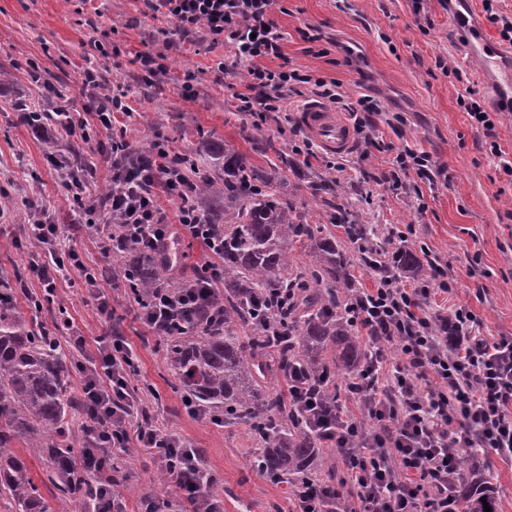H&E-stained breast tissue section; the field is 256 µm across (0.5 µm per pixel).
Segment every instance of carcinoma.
Masks as SVG:
<instances>
[{"label":"carcinoma","instance_id":"1","mask_svg":"<svg viewBox=\"0 0 512 512\" xmlns=\"http://www.w3.org/2000/svg\"><path fill=\"white\" fill-rule=\"evenodd\" d=\"M224 169V211L207 217L212 252L223 262L224 289L213 302L224 306V324L206 323L202 310L180 312L183 327L163 328L157 336L173 389L214 422L248 427L254 467L291 496L310 483L329 484L321 441L305 419L288 408L278 382L288 386L294 372L311 381H347L364 364L367 348L349 319L354 281L350 248L375 235L351 206L326 213L330 224L345 225L347 241L323 234L272 189L259 171L233 147L210 152ZM129 294L149 306L157 288L177 293L194 286L196 276L180 277L132 241L115 252ZM422 246L399 245L391 263L401 274L424 275ZM22 278L0 275V506L5 512H50L40 484L86 510L100 506L101 483L88 464L94 431L100 424L83 418L81 396L70 388L72 361L59 352L45 329L35 330L17 304ZM293 289L290 305L255 318L257 297ZM45 462L36 483L28 459ZM461 512H497L489 479L469 469L452 486Z\"/></svg>","mask_w":512,"mask_h":512}]
</instances>
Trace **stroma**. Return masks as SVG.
I'll list each match as a JSON object with an SVG mask.
<instances>
[{
    "label": "stroma",
    "instance_id": "35a3bbf8",
    "mask_svg": "<svg viewBox=\"0 0 512 512\" xmlns=\"http://www.w3.org/2000/svg\"><path fill=\"white\" fill-rule=\"evenodd\" d=\"M424 13L433 26L422 29L414 0H276L272 14L284 35L283 49L292 66L340 83L350 100L372 96L381 111L402 113L404 124L392 128L378 122L376 134L396 147L431 154L447 168V180L420 183L418 192L398 194L377 182L387 168V153L346 155V168L336 179L357 197L361 220L383 228L413 227V239L427 242L448 277L453 293L437 295V309L465 307L473 311L481 335L512 336V181L501 173L498 158L481 145L457 97L473 88L479 99L500 86L498 71L483 70L480 55L450 20L441 0H426ZM423 13V14H424ZM315 27L331 39L326 55L311 51L302 29ZM178 27L174 19L144 15L142 0H0V271H19L30 289L38 281L28 266L31 244L22 240L31 211H41L59 224H81L86 217L64 189L52 159L91 168L96 176L87 195L94 198L110 184V139L97 135L85 141L47 127L32 128L24 115L34 107L85 117L96 95L123 86L132 117L120 118L116 133L132 145L162 135L170 148L199 163L211 180L204 205L224 202V179L213 175L202 149L204 141L229 144L248 164L281 190L309 223L325 234L342 236V227L324 222L311 196L314 173L328 172L325 152L305 157L292 152L288 130L277 123L262 132L275 151L266 155L246 140L243 131L253 119L236 108V95L248 81L246 67L223 47H211L197 36L168 44ZM109 30L119 54L104 55L92 41ZM163 54L167 72L146 85L138 55ZM444 58L446 69L435 66ZM37 70H30L27 59ZM225 71H218L217 61ZM106 77L99 88L83 83L87 67ZM194 73L192 97L182 95L185 73ZM285 160H278V152ZM101 289L114 308L113 322L100 321L93 298L78 277L57 283L54 303L63 305L72 323L59 331L61 349L86 360L97 337L118 333L137 355L130 378L135 408L127 424L128 447L118 457L127 476L128 512H138L137 498L161 470L155 449L143 447L135 433L144 422L188 440L201 453L203 466L215 477L210 491L224 502V512H291L283 486L269 482L250 464L251 443L243 426H215L187 414L172 392L169 373L157 339L137 317V305L120 280L108 277ZM84 348H77L76 337Z\"/></svg>",
    "mask_w": 512,
    "mask_h": 512
}]
</instances>
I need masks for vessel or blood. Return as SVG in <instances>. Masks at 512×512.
<instances>
[{
    "mask_svg": "<svg viewBox=\"0 0 512 512\" xmlns=\"http://www.w3.org/2000/svg\"><path fill=\"white\" fill-rule=\"evenodd\" d=\"M300 127L324 151L346 155L353 151L357 134L343 113L319 99L304 103L297 112Z\"/></svg>",
    "mask_w": 512,
    "mask_h": 512,
    "instance_id": "b4317fda",
    "label": "vessel or blood"
}]
</instances>
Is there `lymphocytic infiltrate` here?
Wrapping results in <instances>:
<instances>
[{
	"label": "lymphocytic infiltrate",
	"mask_w": 512,
	"mask_h": 512,
	"mask_svg": "<svg viewBox=\"0 0 512 512\" xmlns=\"http://www.w3.org/2000/svg\"><path fill=\"white\" fill-rule=\"evenodd\" d=\"M151 16L175 19L182 35L203 30L211 44L230 49L248 67L249 81L239 93L242 111L262 125L278 121L283 100L311 92L333 104L346 105L355 129L370 149L385 152L372 121L378 108L371 96L346 104L336 81L291 66L283 52L284 35L272 18L275 0H143ZM472 126L482 130L485 148L498 157L502 173L512 178V161L505 159L497 140L499 115L487 111L468 89L458 98ZM122 96L98 98L87 119L62 120L68 134L89 139L111 133L116 114H129ZM139 171L124 190L103 197L86 195L87 173L67 170L63 186L86 217V230L99 232L104 254L115 243L110 225H124L152 251H161L177 236L206 239L209 227L186 202L193 191L190 178L161 172L155 160L138 159ZM445 168L430 155L397 150L382 183L396 192H409L412 179L436 183ZM178 204L168 218L160 200ZM27 236L37 248L29 268L46 292H54L64 271L80 273L86 292L97 299L98 315L112 320L114 311L101 294L97 276L83 263L73 238L44 215H36ZM358 252L374 286L357 291L349 304L355 324L371 346L368 362L348 385L344 396L330 398L311 391L304 378L288 388V404L307 415L313 430L335 449L346 471L333 488L307 486L295 512H324L321 503L350 495L349 512H455L448 486L459 475L461 449L472 448L486 460L512 461V336L495 339L475 334L476 317L467 308L433 309L431 298L452 293L454 283L439 264H431L421 282L405 287L386 256L374 244L359 241ZM137 358L120 336H103L95 355L79 364L88 415L104 418L93 467L112 474L114 449L123 447L130 412L129 376ZM139 440L157 449L169 468L180 498L195 502L205 484L198 449L181 436L148 424Z\"/></svg>",
	"instance_id": "lymphocytic-infiltrate-1"
}]
</instances>
